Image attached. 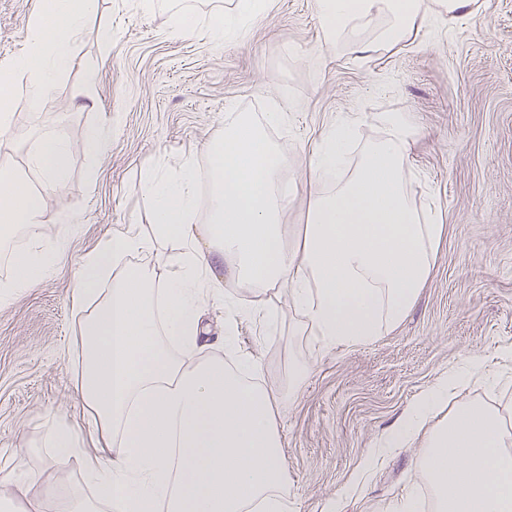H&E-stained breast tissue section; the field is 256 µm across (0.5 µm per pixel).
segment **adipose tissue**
I'll return each mask as SVG.
<instances>
[{
    "instance_id": "adipose-tissue-1",
    "label": "adipose tissue",
    "mask_w": 512,
    "mask_h": 512,
    "mask_svg": "<svg viewBox=\"0 0 512 512\" xmlns=\"http://www.w3.org/2000/svg\"><path fill=\"white\" fill-rule=\"evenodd\" d=\"M94 8V0H49L46 13L31 19L28 55L11 58L0 79L28 75L31 100L40 102L75 64ZM316 8L331 37L351 22L391 15L387 41L399 40L418 14L417 0H316ZM281 120L278 112L266 113L260 125L229 114L223 139L203 144L213 180L205 223L196 221L191 164L173 175L147 169L150 232L132 225L111 235L79 270L73 304L97 305L81 327L84 364L75 397L90 410L105 453L89 470L99 500L74 499L66 512H284L288 462L279 423L310 368L291 362L283 391L242 383L239 372L201 355L205 301L223 298L229 318L259 321L268 313L265 294L285 290L304 317L294 335L314 336L329 353L397 326L430 280L444 227L425 223L410 204L409 119L385 113L381 136L353 165L354 125L326 127L305 177L331 181L334 189L310 201L295 246L281 222L292 204L280 188L284 159L264 132ZM69 158L67 140L50 137L31 164L51 187L66 178ZM44 215L42 197L1 168L0 223L32 229ZM169 238L181 246L164 260L166 277L150 267L123 268L125 258L153 256ZM228 276L252 300L225 294ZM107 279L112 286L105 290ZM173 342L182 356L171 354ZM484 369L475 357L447 372L382 436L384 453L421 441L417 469L433 491L435 512H512V433L498 414L462 403L447 420L435 419Z\"/></svg>"
}]
</instances>
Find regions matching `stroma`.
Segmentation results:
<instances>
[{
  "label": "stroma",
  "mask_w": 512,
  "mask_h": 512,
  "mask_svg": "<svg viewBox=\"0 0 512 512\" xmlns=\"http://www.w3.org/2000/svg\"><path fill=\"white\" fill-rule=\"evenodd\" d=\"M37 2L0 0V68L26 52ZM236 2L97 0L76 43L77 65L40 107L23 81L5 90L12 134L0 140V167L40 188L28 156L42 138L62 135L71 155L45 205L46 223L22 234L30 249L58 244L54 264L35 287L0 304V499L62 512L72 498H98L85 478L98 452L90 411L74 399L82 345L74 279L106 237L145 225L147 168L172 172L189 161L196 173L209 170L202 146L223 139L229 112L285 113L271 140L287 160L288 225L304 223L320 191L303 169L329 124L357 118L363 146L380 136L382 113L408 115L411 200L435 209L445 226L416 305L371 342L321 354L311 337H289L302 316L282 290L270 293L267 321L237 323V352L266 365L262 386H279L289 361L310 367L280 425L287 512H391L406 493L426 496L415 470L419 444L392 449L367 471L363 459L442 372L471 358L483 360L492 380L471 383L463 399L512 421V0H473L453 21L439 0H419L421 21L397 42L381 38L390 25L384 15L331 40L315 0H266L247 43L211 42L213 22L233 15ZM184 14L196 28L178 38L172 28ZM105 28L108 45L99 39ZM358 42L368 52L358 53ZM89 68L98 79L88 89ZM81 96L88 107L74 106ZM94 127L111 137L96 156L83 148ZM70 214L80 218L73 231L60 222ZM62 425L75 431L79 451L60 467L44 442Z\"/></svg>",
  "instance_id": "35a3bbf8"
}]
</instances>
